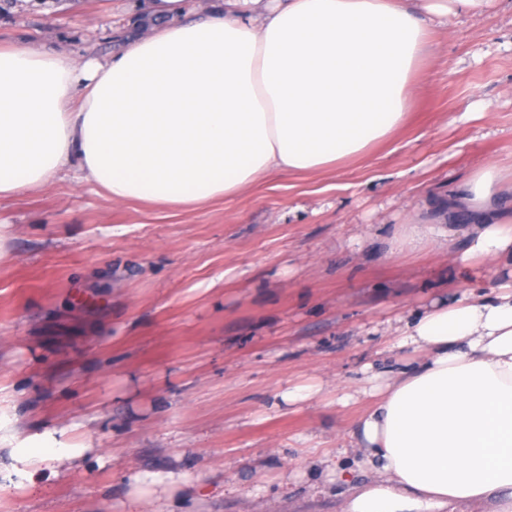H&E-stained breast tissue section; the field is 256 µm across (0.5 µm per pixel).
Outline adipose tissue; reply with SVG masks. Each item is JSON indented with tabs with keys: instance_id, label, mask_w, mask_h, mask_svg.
<instances>
[{
	"instance_id": "ef3b65f1",
	"label": "adipose tissue",
	"mask_w": 512,
	"mask_h": 512,
	"mask_svg": "<svg viewBox=\"0 0 512 512\" xmlns=\"http://www.w3.org/2000/svg\"><path fill=\"white\" fill-rule=\"evenodd\" d=\"M76 63L25 44L0 50V200L79 160L115 201L195 208L280 173L341 172L403 127L431 51L430 30L489 0H224ZM181 23L168 24V17ZM496 166L468 182L464 208L411 225L406 244L472 224L451 256L459 280L512 260V198ZM413 359L373 386L350 437L371 475L343 512H448L488 497L512 512V280L395 328ZM86 452L64 431L15 437L28 483L58 477L49 458Z\"/></svg>"
}]
</instances>
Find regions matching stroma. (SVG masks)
Wrapping results in <instances>:
<instances>
[{"label":"stroma","instance_id":"obj_1","mask_svg":"<svg viewBox=\"0 0 512 512\" xmlns=\"http://www.w3.org/2000/svg\"><path fill=\"white\" fill-rule=\"evenodd\" d=\"M160 23L152 0H17L0 49L82 63ZM431 41L407 123L342 175L178 210L112 201L73 165L0 200V412L89 448L36 486L1 478L0 512H341L323 457L366 482L348 434L368 372L411 357L397 319L470 288L448 264L463 225L414 248L404 233L479 169L512 167V0ZM168 471L186 483L134 480Z\"/></svg>","mask_w":512,"mask_h":512}]
</instances>
